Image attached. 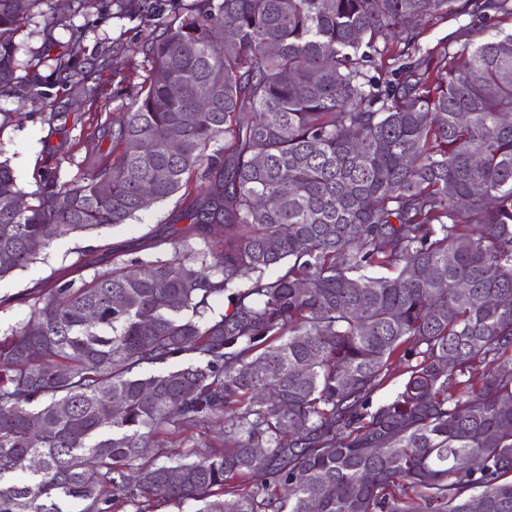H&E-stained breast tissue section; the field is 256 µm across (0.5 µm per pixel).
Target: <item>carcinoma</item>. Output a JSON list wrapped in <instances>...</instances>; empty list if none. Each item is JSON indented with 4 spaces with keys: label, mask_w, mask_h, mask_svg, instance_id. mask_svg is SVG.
Here are the masks:
<instances>
[{
    "label": "carcinoma",
    "mask_w": 512,
    "mask_h": 512,
    "mask_svg": "<svg viewBox=\"0 0 512 512\" xmlns=\"http://www.w3.org/2000/svg\"><path fill=\"white\" fill-rule=\"evenodd\" d=\"M36 2L0 0V95ZM119 2L159 19L131 50L142 89L112 159L66 188L46 170L34 205L0 160V280L178 193L189 226L50 283L0 335V512H512V33L419 45L428 18L512 0ZM199 424L209 442L163 461L159 436Z\"/></svg>",
    "instance_id": "cac0c4a2"
}]
</instances>
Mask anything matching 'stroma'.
<instances>
[{
	"instance_id": "stroma-1",
	"label": "stroma",
	"mask_w": 512,
	"mask_h": 512,
	"mask_svg": "<svg viewBox=\"0 0 512 512\" xmlns=\"http://www.w3.org/2000/svg\"><path fill=\"white\" fill-rule=\"evenodd\" d=\"M116 0H94L78 9L75 0H37L16 35V75L21 83L49 79L67 45L83 42L87 62L71 78L59 81L39 104L19 94L0 97V153L8 158L27 202H35L45 164L57 166L60 184L80 175L79 164L92 145L112 149L111 137H99L103 116L118 120L123 99L134 95L145 76L140 57H125L146 27L119 19ZM180 197L141 212L136 219L86 237L53 240L45 260L0 280V329L26 319L22 297L58 278L91 277L111 268L113 252L141 257L152 241H166L178 226Z\"/></svg>"
}]
</instances>
